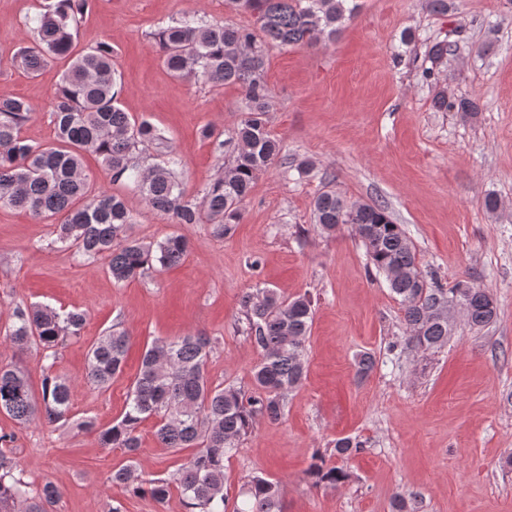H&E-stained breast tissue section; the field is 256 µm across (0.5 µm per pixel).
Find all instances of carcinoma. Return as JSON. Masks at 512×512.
Instances as JSON below:
<instances>
[{"label": "carcinoma", "mask_w": 512, "mask_h": 512, "mask_svg": "<svg viewBox=\"0 0 512 512\" xmlns=\"http://www.w3.org/2000/svg\"><path fill=\"white\" fill-rule=\"evenodd\" d=\"M235 10L255 15L259 32L228 25H207L181 18L154 33L164 65L180 78L203 79L215 86L236 85L245 97L244 113L231 133L232 161L206 187L202 199L190 198L176 175L178 159L167 165L142 168L137 155L150 146L168 148L163 134L146 120L137 121L118 103L112 46L99 42L74 55L72 46L90 0H41L40 9L27 18L32 45L18 56L19 64L34 73L58 59L68 60L60 87L51 103L55 143L41 145L22 135L34 109L25 99L0 97V206L22 209L35 219L57 221V242L81 259H105L106 270L117 283L139 280L159 268L179 264L187 241L171 235L154 245L129 237L135 217L122 194L93 191L84 173L85 154L95 155L112 184H131L146 205L166 214L176 224L214 226L225 236L240 222V205L249 196L257 174L271 168L280 153L278 140L267 128L271 91L263 74L267 48L310 44L320 34L330 36L353 19L356 0H227ZM436 105L446 111L472 112L470 101L454 102L441 95ZM315 223L331 234L343 224L358 232L376 271L386 277L401 305L405 341L423 351L448 344L455 327L448 304L468 282L451 288L430 283L418 268L412 242L393 222L382 204H348L333 191L313 202ZM247 337L260 352L252 370V388L234 384L212 386L207 377L211 339L188 333L154 340L128 391L125 412L100 431L104 448H122L129 463L112 471L109 481L158 504L178 493L189 512H225L224 458L239 447L258 419L276 422L284 415L286 399L306 373L305 341L313 318L305 295L288 298L264 289L256 298L243 299ZM466 320L484 327L497 317V303L484 289H467ZM85 323L78 311L59 313L43 305H17L15 321L6 336L18 349L36 347L54 366L61 338L80 334ZM130 336L110 331L88 352L87 378L102 389L123 373ZM376 358L362 352L356 376L375 369ZM71 386L59 376L44 378L41 402L31 394L27 378L17 367H0V413L20 423L70 420ZM157 417L155 437L177 451L193 453L167 479L146 477L138 463V427ZM363 448L351 438L336 439L333 456L345 460ZM19 464L0 448V512H48L61 497L60 488L46 482L37 491L15 476ZM312 484L340 486L349 474L342 465L329 464L317 454L308 468ZM234 512H283L276 482L255 476L244 487Z\"/></svg>", "instance_id": "carcinoma-1"}]
</instances>
